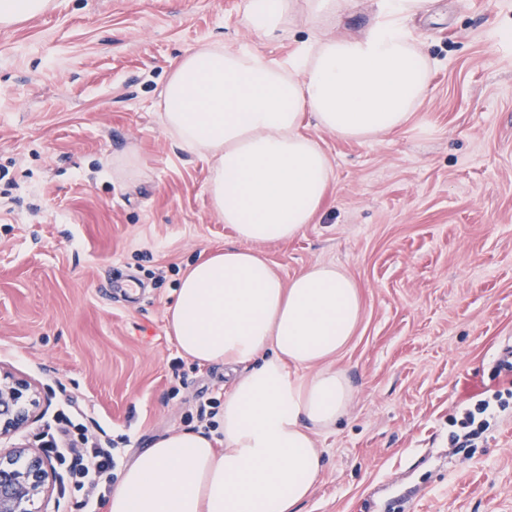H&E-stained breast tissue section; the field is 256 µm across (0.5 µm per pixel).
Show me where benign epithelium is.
Instances as JSON below:
<instances>
[{"label":"benign epithelium","instance_id":"obj_1","mask_svg":"<svg viewBox=\"0 0 512 512\" xmlns=\"http://www.w3.org/2000/svg\"><path fill=\"white\" fill-rule=\"evenodd\" d=\"M38 388L0 378V438L16 433L32 417ZM55 475L37 448L0 449V512H33L35 501L52 488Z\"/></svg>","mask_w":512,"mask_h":512}]
</instances>
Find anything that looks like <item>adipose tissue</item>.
Wrapping results in <instances>:
<instances>
[{
	"mask_svg": "<svg viewBox=\"0 0 512 512\" xmlns=\"http://www.w3.org/2000/svg\"><path fill=\"white\" fill-rule=\"evenodd\" d=\"M432 0H379L360 37L327 34L288 60L216 41L175 60L159 119L184 150L211 160L208 193L239 243L184 274L169 328L196 361L237 368L224 395L223 448L200 431L155 441L121 473L109 512H296L323 469L313 435L352 400L344 370L328 367L361 316L356 281L315 264L290 282L258 245L315 223L332 177L305 118L342 138L400 132L429 88L432 64L405 22ZM338 25L339 0H247L244 20L275 38L297 12Z\"/></svg>",
	"mask_w": 512,
	"mask_h": 512,
	"instance_id": "obj_1",
	"label": "adipose tissue"
}]
</instances>
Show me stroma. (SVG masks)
<instances>
[{
	"instance_id": "1",
	"label": "stroma",
	"mask_w": 512,
	"mask_h": 512,
	"mask_svg": "<svg viewBox=\"0 0 512 512\" xmlns=\"http://www.w3.org/2000/svg\"><path fill=\"white\" fill-rule=\"evenodd\" d=\"M246 2L53 0L0 27V370L46 398L13 444L39 447L73 401L131 461L229 388L232 372L188 357L171 392L181 278L235 237L207 160L174 144L157 103L202 44L285 60L317 32L300 12L261 40ZM339 3L337 35L378 20L377 0ZM407 26L433 62L414 116L367 140L306 121L332 164L326 200L300 236L260 247L283 280L333 264L362 295L333 362L352 402L316 436L324 469L301 512H384L399 495L412 512H512V371L497 365L512 346V0H433ZM130 152L139 174L113 171ZM129 275L142 293L113 295Z\"/></svg>"
}]
</instances>
